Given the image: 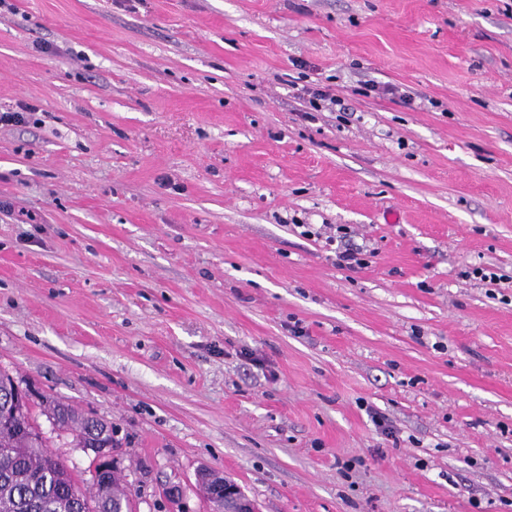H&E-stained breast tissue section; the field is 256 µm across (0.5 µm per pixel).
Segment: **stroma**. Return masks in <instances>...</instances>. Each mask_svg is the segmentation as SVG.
Instances as JSON below:
<instances>
[{"label":"stroma","mask_w":512,"mask_h":512,"mask_svg":"<svg viewBox=\"0 0 512 512\" xmlns=\"http://www.w3.org/2000/svg\"><path fill=\"white\" fill-rule=\"evenodd\" d=\"M13 3L0 369L112 422L136 512H212L203 469L258 512H512V0ZM292 87L296 90V96L307 105V110L304 111L305 118L314 117L310 112H322L325 109L331 110L333 106H341L339 112L341 109H345L342 107L341 98L336 95L331 85L317 81L308 82V84L302 85L300 88L298 84L294 83ZM341 246H337L335 248V256H336V266L340 268H348V269H355L357 268H363V266L366 264L364 261L365 259L361 258L362 256V249L358 247H354V245L351 244H345L342 246V239Z\"/></svg>","instance_id":"1"}]
</instances>
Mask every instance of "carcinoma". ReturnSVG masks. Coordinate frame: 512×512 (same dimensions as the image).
Returning <instances> with one entry per match:
<instances>
[{"instance_id": "1", "label": "carcinoma", "mask_w": 512, "mask_h": 512, "mask_svg": "<svg viewBox=\"0 0 512 512\" xmlns=\"http://www.w3.org/2000/svg\"><path fill=\"white\" fill-rule=\"evenodd\" d=\"M17 387L13 378L0 369V416L8 407L17 411L12 422L0 420V512H81L83 499L100 504V512H123L130 497L120 476H110L112 492L102 503L98 492L88 496L76 487L75 467L49 451V438L39 430L32 405L9 402ZM38 406L53 431L71 437L72 447L84 448L92 441L117 447L112 423L44 395Z\"/></svg>"}]
</instances>
